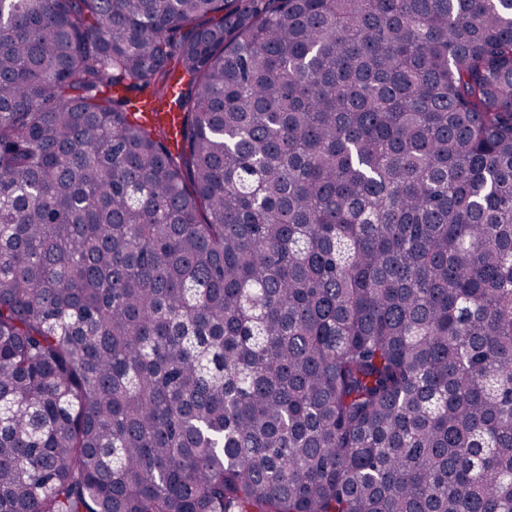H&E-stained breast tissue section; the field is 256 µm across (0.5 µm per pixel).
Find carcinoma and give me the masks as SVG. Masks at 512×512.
Returning <instances> with one entry per match:
<instances>
[{
    "instance_id": "cac0c4a2",
    "label": "carcinoma",
    "mask_w": 512,
    "mask_h": 512,
    "mask_svg": "<svg viewBox=\"0 0 512 512\" xmlns=\"http://www.w3.org/2000/svg\"><path fill=\"white\" fill-rule=\"evenodd\" d=\"M0 512H512V0H0Z\"/></svg>"
}]
</instances>
